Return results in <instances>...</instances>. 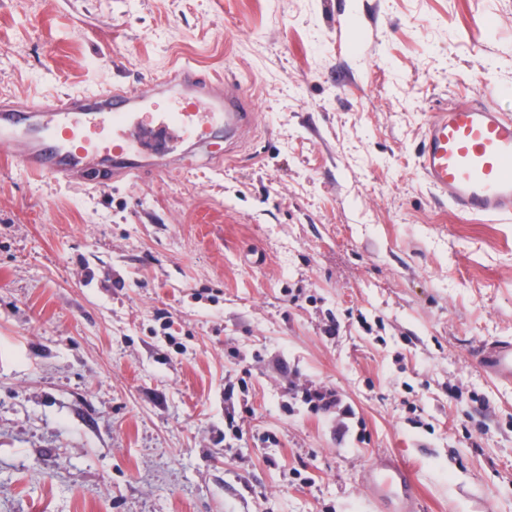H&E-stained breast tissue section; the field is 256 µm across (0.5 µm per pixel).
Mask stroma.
<instances>
[{"mask_svg": "<svg viewBox=\"0 0 512 512\" xmlns=\"http://www.w3.org/2000/svg\"><path fill=\"white\" fill-rule=\"evenodd\" d=\"M177 62L251 95L220 167L0 163V512H379L389 454L420 512H512V383L476 358L512 340V220L418 165L434 113H512V0H0V101Z\"/></svg>", "mask_w": 512, "mask_h": 512, "instance_id": "35a3bbf8", "label": "stroma"}]
</instances>
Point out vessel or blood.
Segmentation results:
<instances>
[{
    "label": "vessel or blood",
    "mask_w": 512,
    "mask_h": 512,
    "mask_svg": "<svg viewBox=\"0 0 512 512\" xmlns=\"http://www.w3.org/2000/svg\"><path fill=\"white\" fill-rule=\"evenodd\" d=\"M157 98L172 101L169 111L159 113L160 123L174 124L213 159L223 157L222 148L211 145L216 126L235 134L252 122L245 98L230 91L223 78L201 76L186 66L137 94L116 86L24 105L1 103L0 154L19 158L31 175L56 181L84 178L99 162L111 163L114 183L179 170L182 156L143 154L125 134L132 108ZM419 168L457 212L511 219L512 114L487 100L439 113L425 128ZM479 359L496 379L512 380V342L483 345ZM368 491L383 512L418 508L411 470L392 458H381L371 470Z\"/></svg>",
    "instance_id": "b4317fda"
}]
</instances>
